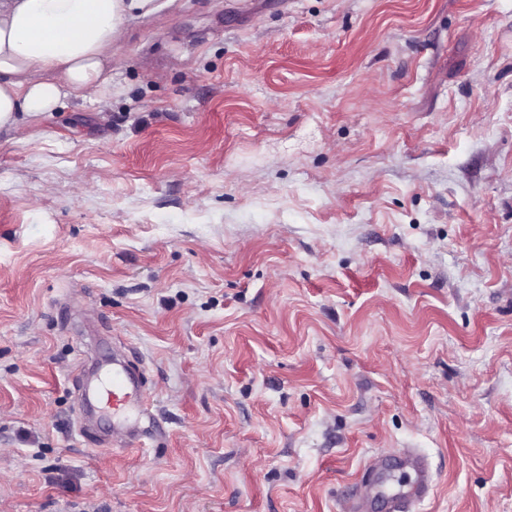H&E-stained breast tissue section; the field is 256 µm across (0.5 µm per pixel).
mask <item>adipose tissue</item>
I'll use <instances>...</instances> for the list:
<instances>
[{"label": "adipose tissue", "mask_w": 512, "mask_h": 512, "mask_svg": "<svg viewBox=\"0 0 512 512\" xmlns=\"http://www.w3.org/2000/svg\"><path fill=\"white\" fill-rule=\"evenodd\" d=\"M162 0H0V130L54 110L67 97L93 103L112 82V46Z\"/></svg>", "instance_id": "adipose-tissue-1"}]
</instances>
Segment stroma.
<instances>
[{
	"instance_id": "35a3bbf8",
	"label": "stroma",
	"mask_w": 512,
	"mask_h": 512,
	"mask_svg": "<svg viewBox=\"0 0 512 512\" xmlns=\"http://www.w3.org/2000/svg\"><path fill=\"white\" fill-rule=\"evenodd\" d=\"M0 131V512H512V0H173ZM160 433L75 429L113 341ZM403 468H409L415 473V481L405 490L394 497V512H409V510L424 501L433 489V476L426 459L412 450L404 451L400 456Z\"/></svg>"
}]
</instances>
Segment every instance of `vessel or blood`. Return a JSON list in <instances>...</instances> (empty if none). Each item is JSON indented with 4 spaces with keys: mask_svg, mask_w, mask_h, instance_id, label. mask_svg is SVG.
<instances>
[{
    "mask_svg": "<svg viewBox=\"0 0 512 512\" xmlns=\"http://www.w3.org/2000/svg\"><path fill=\"white\" fill-rule=\"evenodd\" d=\"M82 396L86 408L100 405L111 410L113 443L125 446L139 441L141 422L150 415V394L143 371L130 360L125 347H114L105 368L84 375ZM400 463L414 471L415 481L395 495L393 508L395 512H410L430 495L433 476L426 459L415 451H404Z\"/></svg>",
    "mask_w": 512,
    "mask_h": 512,
    "instance_id": "b4317fda",
    "label": "vessel or blood"
}]
</instances>
